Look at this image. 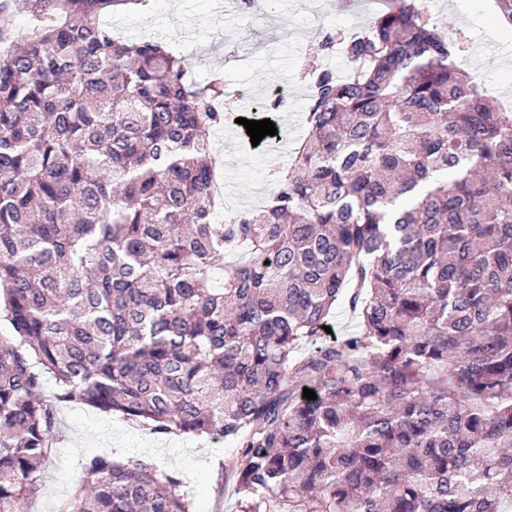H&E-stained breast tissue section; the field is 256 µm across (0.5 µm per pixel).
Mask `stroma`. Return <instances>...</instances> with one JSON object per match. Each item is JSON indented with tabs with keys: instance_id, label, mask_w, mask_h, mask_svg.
<instances>
[{
	"instance_id": "1",
	"label": "stroma",
	"mask_w": 512,
	"mask_h": 512,
	"mask_svg": "<svg viewBox=\"0 0 512 512\" xmlns=\"http://www.w3.org/2000/svg\"><path fill=\"white\" fill-rule=\"evenodd\" d=\"M390 0H255L241 18L230 0H150L144 8L117 7L106 23L130 40L166 43L189 62L190 80L205 84L222 76L230 109L266 100L274 87L290 94L272 115L288 139L283 152H268L236 139L225 148L223 130L212 135L215 179L224 197L221 218L264 203L272 172L287 168L306 130L308 81L304 64L327 32H360L387 10ZM438 28L455 47L457 65L484 86L499 107L512 109V25L494 0H424ZM53 381L41 395L53 403L56 429L37 496L22 512H61L81 479V463L114 453L155 463L180 481L187 512H237L231 491L235 450L217 437L155 434L84 405L54 400Z\"/></svg>"
}]
</instances>
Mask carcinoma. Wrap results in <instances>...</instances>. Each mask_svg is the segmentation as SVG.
<instances>
[{"instance_id": "carcinoma-1", "label": "carcinoma", "mask_w": 512, "mask_h": 512, "mask_svg": "<svg viewBox=\"0 0 512 512\" xmlns=\"http://www.w3.org/2000/svg\"><path fill=\"white\" fill-rule=\"evenodd\" d=\"M146 2L0 0V512L40 486L47 375L59 401L233 442L238 512H504L512 112L395 0L342 39L350 75L309 67L276 192L220 224L224 92L102 21ZM348 282L360 330L296 358ZM81 469L63 512H186L151 464Z\"/></svg>"}]
</instances>
